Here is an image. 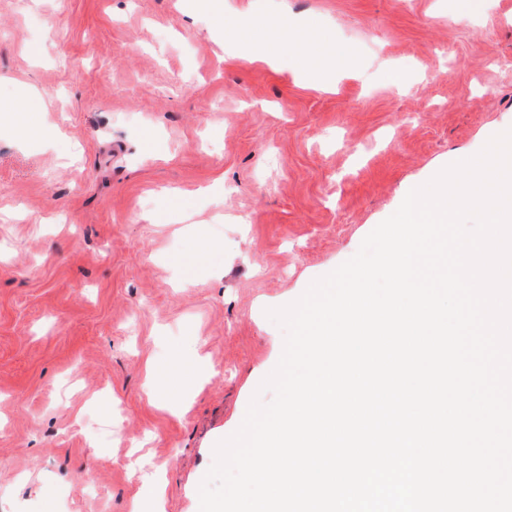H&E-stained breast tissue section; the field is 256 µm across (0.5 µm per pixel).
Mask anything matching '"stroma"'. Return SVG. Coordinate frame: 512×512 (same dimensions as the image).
Returning a JSON list of instances; mask_svg holds the SVG:
<instances>
[{"label":"stroma","mask_w":512,"mask_h":512,"mask_svg":"<svg viewBox=\"0 0 512 512\" xmlns=\"http://www.w3.org/2000/svg\"><path fill=\"white\" fill-rule=\"evenodd\" d=\"M256 16L349 55L248 63ZM511 128L512 0H0V512H199L267 309ZM343 49L339 46H331L329 47L328 53L326 55H321L319 57L313 58L307 56L301 67L299 72L306 77L315 80L316 82H320V79H324L328 72L329 62L334 57L335 60L337 57L342 56Z\"/></svg>","instance_id":"35a3bbf8"}]
</instances>
